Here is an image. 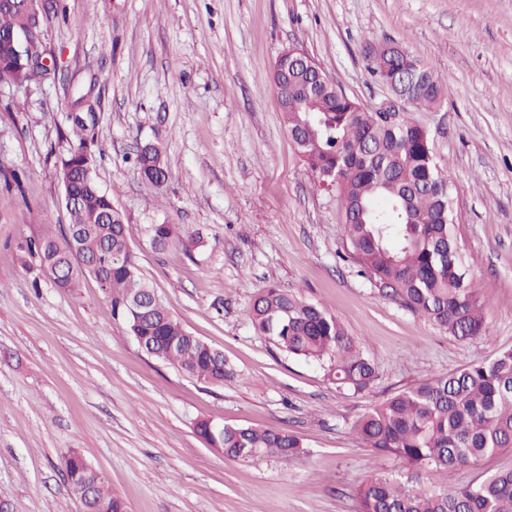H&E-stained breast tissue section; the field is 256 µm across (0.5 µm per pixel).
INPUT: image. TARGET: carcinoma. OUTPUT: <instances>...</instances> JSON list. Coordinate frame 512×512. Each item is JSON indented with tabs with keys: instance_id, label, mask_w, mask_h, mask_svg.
<instances>
[{
	"instance_id": "1",
	"label": "carcinoma",
	"mask_w": 512,
	"mask_h": 512,
	"mask_svg": "<svg viewBox=\"0 0 512 512\" xmlns=\"http://www.w3.org/2000/svg\"><path fill=\"white\" fill-rule=\"evenodd\" d=\"M32 0H0V79L22 86L43 80L47 72L11 68V34L28 24L46 29L59 11L32 13ZM416 69L425 86L409 105L433 108L440 103L447 78L407 51L385 52L368 60L367 69L386 84L393 73ZM284 125L296 152L318 185H333L343 212L350 258L359 273L380 283L404 308L425 316L458 340L483 337L489 331L484 301L466 279L455 232L452 187L437 163L431 134L399 119L390 124L382 113L342 93L340 88L307 92V76L288 68L280 54L269 74ZM95 119L68 122L66 155L57 165L61 196L79 205L69 211V225L79 232L73 251L68 231L52 226L19 245L25 259L68 269L56 287L73 292L86 275L101 271V290L113 318L138 337L145 353L169 361L186 376L214 385L235 382L239 371L224 356L192 335L157 297L141 274L128 241L121 212L103 192L97 157L90 142ZM136 162L147 181L168 178L158 144L145 146ZM152 244L158 249L179 245L191 250L197 241L182 236L175 224H157ZM152 300L138 318L129 312L132 289ZM256 333L291 357L327 369L339 390L360 392L377 379V367L358 340L322 306L276 287L259 293L247 308ZM351 429L373 452L399 460L405 470L371 478L358 489L360 512H512V467L463 487L448 488V473L468 468L512 448V349L491 362H476L448 375H438L405 388L372 406ZM212 448L241 463L261 457L296 458L307 454L302 439L285 430L217 424L196 425ZM71 475L69 492L90 490L91 512H127L126 502L112 492L77 450L63 458Z\"/></svg>"
}]
</instances>
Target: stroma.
<instances>
[{
  "instance_id": "stroma-1",
  "label": "stroma",
  "mask_w": 512,
  "mask_h": 512,
  "mask_svg": "<svg viewBox=\"0 0 512 512\" xmlns=\"http://www.w3.org/2000/svg\"><path fill=\"white\" fill-rule=\"evenodd\" d=\"M44 39L55 79L0 86V503L80 512L61 463L80 449L129 512H358L357 491L398 462L351 431L371 406L430 377L512 349V0H59ZM392 41L447 75L441 104L409 109L452 183L456 234L487 336L460 342L358 275L335 191L317 189L285 129L269 70L307 52L351 98L374 107L363 47ZM95 102L97 175L126 224L143 277L238 381L221 386L147 356L96 280L75 293L26 265L18 243L66 225L56 162L64 105ZM160 143L155 186L133 162ZM195 235L155 250L152 227ZM322 305L357 336L378 378L344 394L321 366L252 328L268 287ZM290 430L309 458L239 464L198 421Z\"/></svg>"
}]
</instances>
